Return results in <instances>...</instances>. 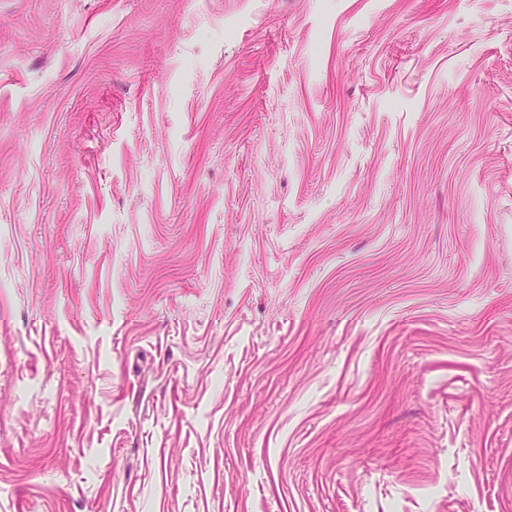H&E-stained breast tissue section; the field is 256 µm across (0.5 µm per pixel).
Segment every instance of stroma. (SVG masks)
I'll return each instance as SVG.
<instances>
[{
	"label": "stroma",
	"mask_w": 512,
	"mask_h": 512,
	"mask_svg": "<svg viewBox=\"0 0 512 512\" xmlns=\"http://www.w3.org/2000/svg\"><path fill=\"white\" fill-rule=\"evenodd\" d=\"M0 512H512V0H0Z\"/></svg>",
	"instance_id": "35a3bbf8"
}]
</instances>
